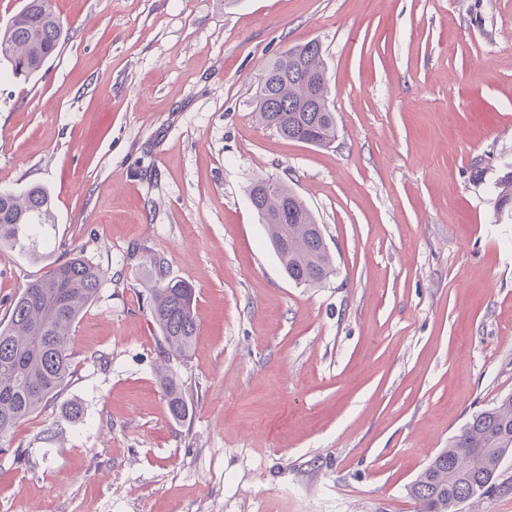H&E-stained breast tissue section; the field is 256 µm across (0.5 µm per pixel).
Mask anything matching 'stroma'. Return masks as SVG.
Returning <instances> with one entry per match:
<instances>
[{
    "label": "stroma",
    "mask_w": 512,
    "mask_h": 512,
    "mask_svg": "<svg viewBox=\"0 0 512 512\" xmlns=\"http://www.w3.org/2000/svg\"><path fill=\"white\" fill-rule=\"evenodd\" d=\"M0 76V189L52 196L54 257L106 270L61 395L0 445V512H417L408 488L512 394V0H51ZM317 41L336 139L259 125L265 66ZM288 183L335 272L283 271L248 195ZM45 262L0 247V321ZM195 290L171 369L155 281ZM79 417H69L68 404ZM460 512H512V456ZM64 25L48 0H27L0 28V55L12 73L26 77L39 72L58 49ZM499 189L497 194V215L512 220V171L505 172L495 183ZM164 392L167 399L168 411L174 421L182 422L186 418V404L181 390L173 375H168L164 382Z\"/></svg>",
    "instance_id": "35a3bbf8"
}]
</instances>
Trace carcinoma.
<instances>
[{
  "label": "carcinoma",
  "instance_id": "obj_1",
  "mask_svg": "<svg viewBox=\"0 0 512 512\" xmlns=\"http://www.w3.org/2000/svg\"><path fill=\"white\" fill-rule=\"evenodd\" d=\"M64 25L50 0H26L0 28V55L15 75L39 72L58 49ZM326 75L316 41L292 47L262 73L255 93L258 121L281 135L323 147L336 138V113L328 95L314 96L312 78ZM498 218H512V171L496 182ZM249 197L288 279L315 286L334 272L321 225L286 182L259 178ZM55 223L49 191L32 185L20 195L0 196V247L17 249L36 261L46 226ZM106 273L71 251L30 279L0 323V442L45 402L60 395L71 363V329L94 299ZM149 317L162 339L163 360L188 355L197 332L194 288L170 280L150 288ZM164 392L171 418L182 422L186 404L174 376ZM512 455V394L474 414L449 443L433 455L409 494L420 512H458L460 504L493 487L502 460Z\"/></svg>",
  "mask_w": 512,
  "mask_h": 512
}]
</instances>
